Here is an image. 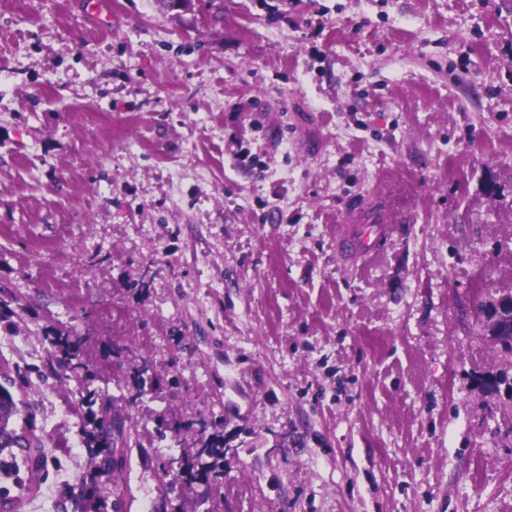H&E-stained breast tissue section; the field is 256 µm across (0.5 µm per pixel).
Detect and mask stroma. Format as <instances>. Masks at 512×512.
<instances>
[{"instance_id":"obj_1","label":"stroma","mask_w":512,"mask_h":512,"mask_svg":"<svg viewBox=\"0 0 512 512\" xmlns=\"http://www.w3.org/2000/svg\"><path fill=\"white\" fill-rule=\"evenodd\" d=\"M110 2L0 0V357L52 373L73 330L104 399L153 359L129 512L202 417L235 456L173 512H512V397L475 381L512 354L473 325L512 286L503 0ZM361 216L387 237L342 257ZM28 398L56 464L6 485L60 512L83 420ZM17 304V297L8 287L0 285V326H4L11 333L18 330V324L12 318L16 316L12 305Z\"/></svg>"}]
</instances>
